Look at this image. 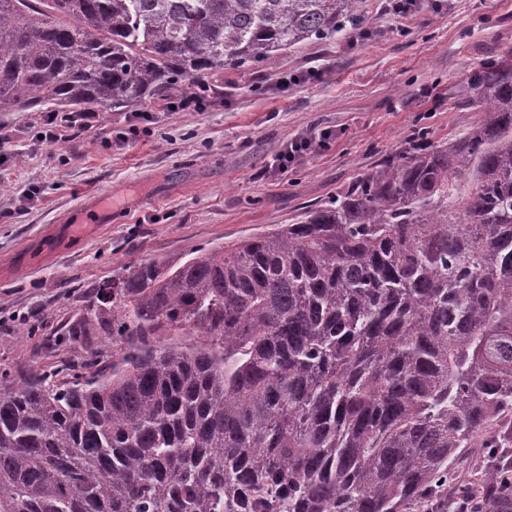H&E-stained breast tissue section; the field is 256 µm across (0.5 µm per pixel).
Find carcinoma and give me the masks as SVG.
<instances>
[{
	"label": "carcinoma",
	"mask_w": 512,
	"mask_h": 512,
	"mask_svg": "<svg viewBox=\"0 0 512 512\" xmlns=\"http://www.w3.org/2000/svg\"><path fill=\"white\" fill-rule=\"evenodd\" d=\"M342 31L360 0H0V112H138ZM461 87V136L98 286L66 335L127 350L5 381L0 512H448L464 451L512 442V53Z\"/></svg>",
	"instance_id": "carcinoma-1"
}]
</instances>
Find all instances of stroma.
Instances as JSON below:
<instances>
[{
	"label": "stroma",
	"instance_id": "1",
	"mask_svg": "<svg viewBox=\"0 0 512 512\" xmlns=\"http://www.w3.org/2000/svg\"><path fill=\"white\" fill-rule=\"evenodd\" d=\"M361 6L373 37L307 42L262 72L225 70L197 112L101 110L93 128L54 143L36 139L43 113H0V375L106 365L111 337L62 334L95 286L294 223L405 150L416 126L440 143L472 127L478 114L457 105L456 88L512 50V0H439L407 20L379 0ZM311 68L320 79L290 82ZM323 135L326 146L282 165L291 142Z\"/></svg>",
	"mask_w": 512,
	"mask_h": 512
}]
</instances>
